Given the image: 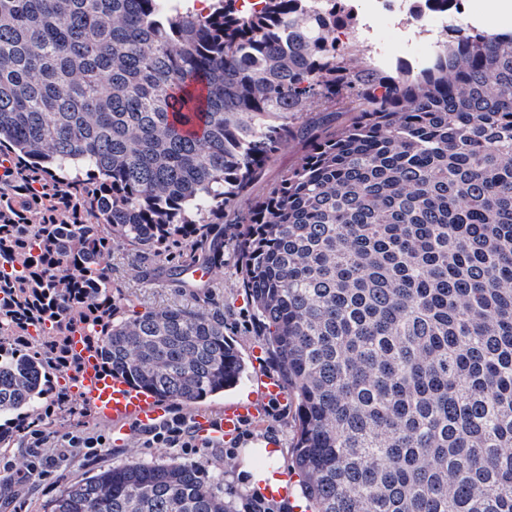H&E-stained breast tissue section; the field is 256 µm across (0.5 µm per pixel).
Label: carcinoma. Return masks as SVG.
I'll return each instance as SVG.
<instances>
[{"label":"carcinoma","instance_id":"1","mask_svg":"<svg viewBox=\"0 0 512 512\" xmlns=\"http://www.w3.org/2000/svg\"><path fill=\"white\" fill-rule=\"evenodd\" d=\"M234 2L0 0V444L80 366L77 332L161 402L236 386L224 313L122 317L100 257L179 240L219 263V225L244 224L313 512H512V30L458 19L428 64L378 70L336 39L344 0ZM295 139L303 161L236 212ZM223 479L132 462L52 512H234Z\"/></svg>","mask_w":512,"mask_h":512}]
</instances>
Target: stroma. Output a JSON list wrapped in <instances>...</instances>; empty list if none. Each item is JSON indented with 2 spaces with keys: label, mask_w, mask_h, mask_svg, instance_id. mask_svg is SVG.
I'll return each mask as SVG.
<instances>
[{
  "label": "stroma",
  "mask_w": 512,
  "mask_h": 512,
  "mask_svg": "<svg viewBox=\"0 0 512 512\" xmlns=\"http://www.w3.org/2000/svg\"><path fill=\"white\" fill-rule=\"evenodd\" d=\"M305 151L304 141L293 140L285 144L270 163L264 182L255 185L250 194L237 199L236 211L246 212L255 196L261 195L268 184L276 182L288 169L301 163ZM238 230V225H226L223 264L213 265L212 276L208 281L191 287L181 286L170 275L168 265L148 259L136 261L121 240H114L110 249L101 256L102 265L111 267L113 282L121 286L127 297L126 310L141 311L178 305L189 310L223 312L224 332L234 339L248 366L243 380L236 387L202 404V411L213 416L221 414L226 402L254 395L258 375L278 378L283 375L276 358L264 349L262 329L243 287L241 263L235 246ZM73 406L75 411L69 414L56 410L53 401H46L45 411L40 415L41 425L61 434L80 424L111 433V422L99 418L88 404L77 400ZM295 430L293 414L279 416L270 409L260 423L250 426V435L243 440L242 445L246 448H262L267 442H275L279 466L284 469L290 463ZM27 459V438L23 430H15L9 440L0 445V512H11V499L20 490L15 482L16 473L25 469ZM136 461L157 464L177 462L197 466L210 473L223 472L224 480L214 485L213 492L229 501L234 512H240L255 489L251 473L242 468L241 458L227 460L218 452L206 454L202 458L184 456L170 448H142L130 440L101 449L99 455L90 460L80 455L74 456L58 471L52 493H44L38 482H31L23 489L31 502L30 512H51L56 496L61 495L69 486L112 467Z\"/></svg>",
  "instance_id": "1"
}]
</instances>
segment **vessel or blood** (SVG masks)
Returning a JSON list of instances; mask_svg holds the SVG:
<instances>
[{
    "instance_id": "obj_1",
    "label": "vessel or blood",
    "mask_w": 512,
    "mask_h": 512,
    "mask_svg": "<svg viewBox=\"0 0 512 512\" xmlns=\"http://www.w3.org/2000/svg\"><path fill=\"white\" fill-rule=\"evenodd\" d=\"M69 390L87 401L103 418L112 422V438L123 442L128 440L129 423L136 422L150 426L166 413L163 404L146 396L130 386L125 380L102 372L93 357H84L77 371L68 373L64 379ZM288 395L280 380L263 376L258 380V397L248 402L225 405L221 416V429L225 440L234 439L245 423L259 422L263 405L268 401L287 402ZM261 486L267 496H287L291 487L288 471L280 470L272 478L262 480Z\"/></svg>"
}]
</instances>
